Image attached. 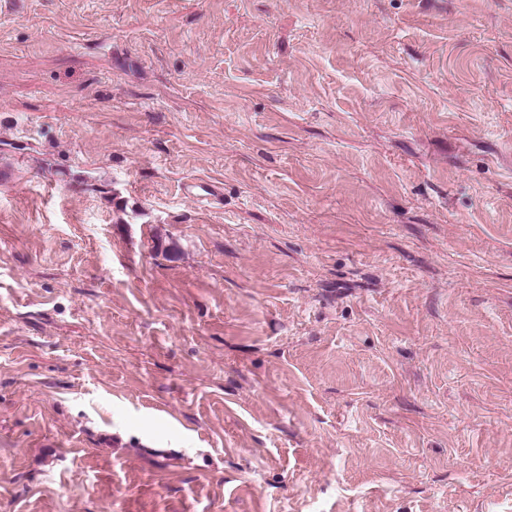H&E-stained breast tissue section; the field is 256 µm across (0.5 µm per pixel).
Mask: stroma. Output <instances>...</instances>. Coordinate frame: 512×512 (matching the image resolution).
Wrapping results in <instances>:
<instances>
[{"instance_id": "stroma-1", "label": "stroma", "mask_w": 512, "mask_h": 512, "mask_svg": "<svg viewBox=\"0 0 512 512\" xmlns=\"http://www.w3.org/2000/svg\"><path fill=\"white\" fill-rule=\"evenodd\" d=\"M1 165L0 512H512V0H0Z\"/></svg>"}]
</instances>
